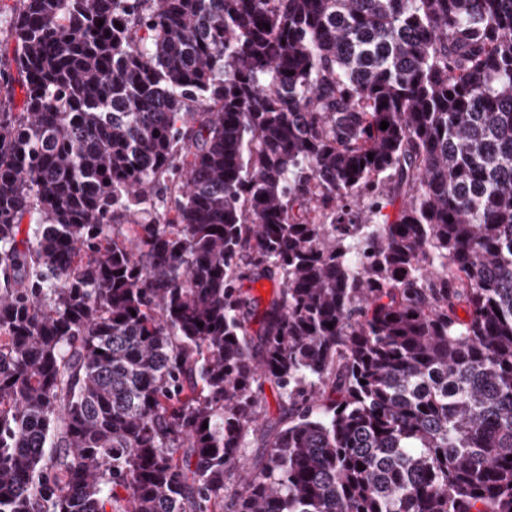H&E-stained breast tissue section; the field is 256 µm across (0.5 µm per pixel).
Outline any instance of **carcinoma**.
I'll list each match as a JSON object with an SVG mask.
<instances>
[{"mask_svg": "<svg viewBox=\"0 0 512 512\" xmlns=\"http://www.w3.org/2000/svg\"><path fill=\"white\" fill-rule=\"evenodd\" d=\"M9 38L0 512H512V0H14Z\"/></svg>", "mask_w": 512, "mask_h": 512, "instance_id": "cac0c4a2", "label": "carcinoma"}]
</instances>
